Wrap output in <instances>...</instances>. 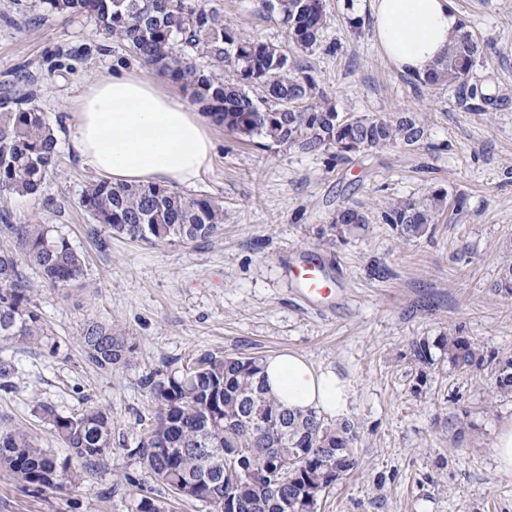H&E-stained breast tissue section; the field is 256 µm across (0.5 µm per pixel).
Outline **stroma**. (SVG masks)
Here are the masks:
<instances>
[{
  "label": "stroma",
  "mask_w": 512,
  "mask_h": 512,
  "mask_svg": "<svg viewBox=\"0 0 512 512\" xmlns=\"http://www.w3.org/2000/svg\"><path fill=\"white\" fill-rule=\"evenodd\" d=\"M18 11L0 0V91L34 94L56 129V164L34 195L0 193L16 224L54 225L86 256L84 278L54 288L31 278V296L51 335L37 344L0 345V424L26 430L58 461H78L36 412L73 415L108 409L112 446L78 484L37 487L0 470V512H135L159 485L132 451L151 410L145 375L169 373L206 354L305 355L348 384L347 418L359 426L358 469L318 500L317 512H512V475L494 459L496 431L512 420V396L487 407L496 359L512 356V299L492 284L512 261V0H451L462 23L491 47L470 77L491 100L483 110L453 89L425 87L399 73L379 48L369 0H325L322 41L300 53L317 90L350 117L419 114L422 145L305 153L212 126L210 169L190 186L224 206L220 234L153 246L103 233L80 204L98 173L74 155L68 118L74 98L117 67L140 70L87 16H42L37 0ZM241 38L287 46L264 0H219ZM360 27H352L351 18ZM450 200L432 233L405 242L381 218L385 202ZM463 196V209L454 197ZM367 214L365 232L327 245L337 208ZM318 257L331 298L301 301L293 272ZM114 324L132 344L131 366L103 372L81 350L88 322ZM460 329L486 361L461 373L446 361L421 372L414 339Z\"/></svg>",
  "instance_id": "35a3bbf8"
}]
</instances>
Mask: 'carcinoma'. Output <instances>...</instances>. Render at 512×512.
Returning a JSON list of instances; mask_svg holds the SVG:
<instances>
[{
    "label": "carcinoma",
    "mask_w": 512,
    "mask_h": 512,
    "mask_svg": "<svg viewBox=\"0 0 512 512\" xmlns=\"http://www.w3.org/2000/svg\"><path fill=\"white\" fill-rule=\"evenodd\" d=\"M53 15H87L112 40L127 47L149 70L178 83L205 115L232 133L258 136L276 145L310 153L336 149L343 160L352 153L389 147H414L425 138L415 112L345 118L335 104L316 98L317 86L295 56L273 44L243 40L224 20L215 0H38ZM272 11L288 31V42L301 51L320 44L327 17L324 0H273ZM486 44L462 29L448 54L422 79L430 86L465 91L486 99L469 83ZM264 89L256 100L248 88ZM57 137L33 96H6L0 102V191L36 193L54 169ZM447 201L443 190L422 201L403 199L382 212L405 242L430 234L436 213ZM80 205L95 226L91 232L126 235L157 246L187 243L216 234L224 224V206L202 194L187 195L162 185H86ZM368 217L348 205L336 210L334 233L364 231ZM0 236L14 250L0 252V343L37 344L48 336L31 304L25 270L54 288L78 283L85 256L51 224H14L0 215ZM512 299V263L492 285ZM448 363L469 371L484 355L454 331L432 343L412 342L416 364L434 365L432 348ZM89 364L101 371L130 366L134 347L122 331L92 322L81 335ZM262 359L206 354L184 373L145 378L154 412L148 436L136 449L138 463L164 490L207 502L218 512H316L322 493L354 471L357 426L345 419L293 412L271 396L261 375ZM512 394V357L498 361L490 398ZM57 436L80 460V467L58 465L35 445L27 431L0 426V469L37 486L77 484L91 475L112 448V417L100 405L76 416L40 407ZM137 512H172L163 500L142 497Z\"/></svg>",
    "instance_id": "obj_1"
}]
</instances>
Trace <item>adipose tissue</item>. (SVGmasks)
<instances>
[{
	"mask_svg": "<svg viewBox=\"0 0 512 512\" xmlns=\"http://www.w3.org/2000/svg\"><path fill=\"white\" fill-rule=\"evenodd\" d=\"M374 36L391 65L425 77L448 52L459 17L448 0H372ZM207 116L151 78L124 69L90 83L76 98L71 146L84 164L115 183L193 184L210 166ZM269 392L292 410L344 415L348 390L335 372L304 356L263 361Z\"/></svg>",
	"mask_w": 512,
	"mask_h": 512,
	"instance_id": "ef3b65f1",
	"label": "adipose tissue"
}]
</instances>
